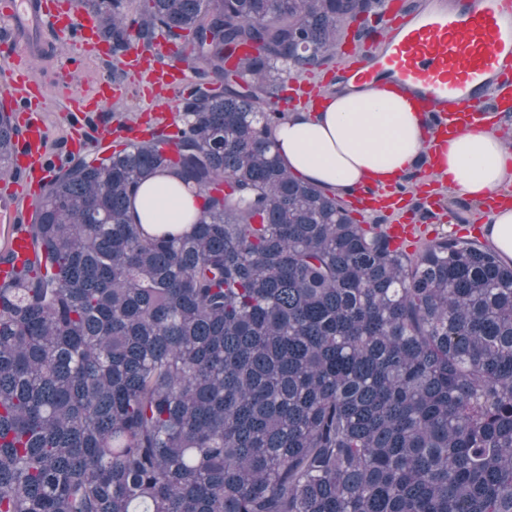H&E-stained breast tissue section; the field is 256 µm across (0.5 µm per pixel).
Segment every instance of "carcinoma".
I'll return each instance as SVG.
<instances>
[{"label":"carcinoma","instance_id":"1","mask_svg":"<svg viewBox=\"0 0 512 512\" xmlns=\"http://www.w3.org/2000/svg\"><path fill=\"white\" fill-rule=\"evenodd\" d=\"M381 2L85 0L113 54L164 31L220 87L43 190V263L0 288V512H512V261L407 253L274 150L284 76ZM163 169L189 235L131 214Z\"/></svg>","mask_w":512,"mask_h":512}]
</instances>
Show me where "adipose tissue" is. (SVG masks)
<instances>
[{
	"label": "adipose tissue",
	"instance_id": "ef3b65f1",
	"mask_svg": "<svg viewBox=\"0 0 512 512\" xmlns=\"http://www.w3.org/2000/svg\"><path fill=\"white\" fill-rule=\"evenodd\" d=\"M288 168L324 189L349 193L357 186L406 180L421 158L425 125L407 96L388 89L341 87L314 112L289 116L274 131ZM448 189L473 201L512 183V159L495 130L462 133L443 161ZM145 228H191L199 200L178 178L148 179L134 203Z\"/></svg>",
	"mask_w": 512,
	"mask_h": 512
}]
</instances>
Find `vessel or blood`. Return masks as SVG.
Masks as SVG:
<instances>
[{
	"label": "vessel or blood",
	"mask_w": 512,
	"mask_h": 512,
	"mask_svg": "<svg viewBox=\"0 0 512 512\" xmlns=\"http://www.w3.org/2000/svg\"><path fill=\"white\" fill-rule=\"evenodd\" d=\"M0 19L9 25L0 39V106L31 115L12 153V165L25 174L27 188L22 191L17 183H10L14 197L0 208V250L14 259L13 265L0 264V286L6 287L13 268L37 260L25 225L51 173L64 161L63 155L48 147L39 111L46 93L25 60L28 54L47 51L51 33L65 32L78 49L59 63L64 84H71L82 67L81 49L100 40L101 23L81 10L78 0H69L63 10L53 0H0ZM150 56L133 51L121 67L138 72L146 87L168 93L167 102L152 108L154 123L162 129L171 123L170 98L186 82L187 74L180 67L152 64ZM335 74L360 86L409 95L429 129L426 156L429 169H436L451 140L512 115V0H437L430 9L410 11L401 0H386L372 48L349 44L338 55ZM122 96V84L107 77L90 95L65 96L63 109L70 115L72 128L81 130L89 113ZM143 136L136 123L126 120L99 132L104 144ZM400 200L394 189L365 186L357 191L353 204L361 210L392 213Z\"/></svg>",
	"instance_id": "obj_1"
}]
</instances>
